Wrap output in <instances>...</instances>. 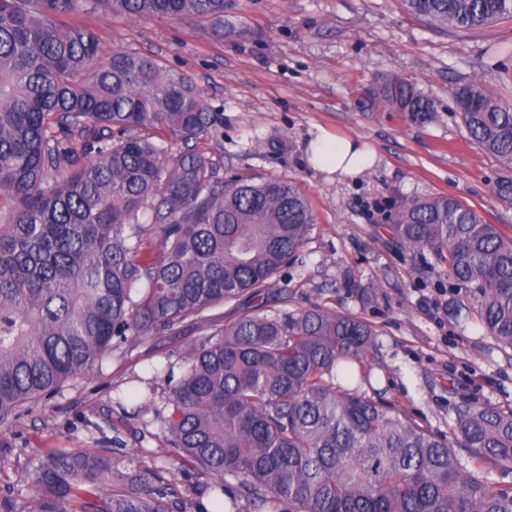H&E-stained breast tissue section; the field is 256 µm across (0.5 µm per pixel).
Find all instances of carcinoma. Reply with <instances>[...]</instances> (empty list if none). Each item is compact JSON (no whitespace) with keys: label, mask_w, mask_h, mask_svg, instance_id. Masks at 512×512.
<instances>
[{"label":"carcinoma","mask_w":512,"mask_h":512,"mask_svg":"<svg viewBox=\"0 0 512 512\" xmlns=\"http://www.w3.org/2000/svg\"><path fill=\"white\" fill-rule=\"evenodd\" d=\"M436 27L477 29L512 0H403ZM235 0H0V421L121 346L196 321L238 316L162 375L155 411L184 471L209 478L216 507L242 496L288 512H512V487L484 478L512 464V409L457 410L455 443L391 410L358 382L376 329L319 304L275 310L270 290L300 260L314 217L296 185L224 180L203 152L175 154L224 113L179 73L137 51L104 55L100 10L208 23L241 35ZM470 139L512 168V104L480 81L453 90ZM383 101L425 124L433 103L391 77ZM161 238L153 256L148 227ZM398 245L427 251L479 296L477 316L512 349V237L463 201L402 202ZM25 491L0 512H185L139 456L96 448L34 455Z\"/></svg>","instance_id":"carcinoma-1"}]
</instances>
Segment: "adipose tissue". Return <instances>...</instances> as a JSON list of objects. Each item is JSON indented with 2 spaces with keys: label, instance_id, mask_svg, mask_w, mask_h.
<instances>
[{
  "label": "adipose tissue",
  "instance_id": "adipose-tissue-1",
  "mask_svg": "<svg viewBox=\"0 0 512 512\" xmlns=\"http://www.w3.org/2000/svg\"><path fill=\"white\" fill-rule=\"evenodd\" d=\"M308 159L321 172L343 179L372 167L376 154L356 137L334 135L322 129L309 145Z\"/></svg>",
  "mask_w": 512,
  "mask_h": 512
}]
</instances>
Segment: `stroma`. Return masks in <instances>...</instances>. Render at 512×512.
<instances>
[{
    "mask_svg": "<svg viewBox=\"0 0 512 512\" xmlns=\"http://www.w3.org/2000/svg\"><path fill=\"white\" fill-rule=\"evenodd\" d=\"M235 20L248 36L161 17L69 18L94 28L106 52L134 49L179 71L223 112V131L196 145L219 177L284 179L308 198L315 222L304 260L282 272L275 308L321 304L369 321L372 388L436 435L451 436L458 406L512 409V350L494 344L474 313L477 296L450 288L429 252L400 250L391 221L405 199L448 195L512 235V198L498 193L512 170L472 142L452 95L479 79L512 102V16L445 29L401 0H238ZM389 76L433 102L430 122L414 125L379 98ZM321 128L362 139L377 163L341 181L314 169L308 147ZM355 284L368 300L352 294ZM236 315L219 305L196 323L141 337L17 408L0 423V495L19 486L30 449L113 446L160 471L179 499L207 497L206 478L181 474L159 424L145 425L117 396L135 389L147 407L162 406L168 386L150 365L180 360Z\"/></svg>",
    "mask_w": 512,
    "mask_h": 512,
    "instance_id": "obj_1",
    "label": "stroma"
}]
</instances>
